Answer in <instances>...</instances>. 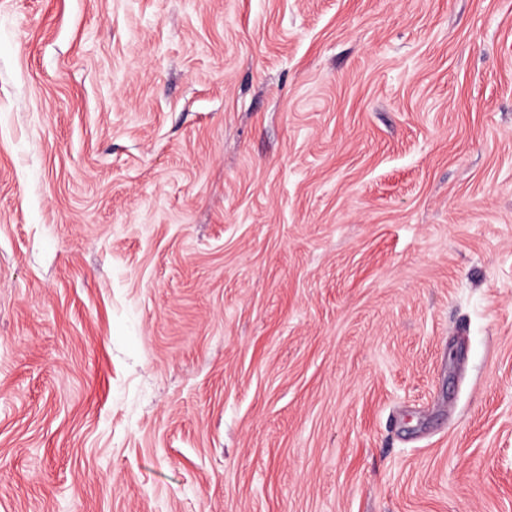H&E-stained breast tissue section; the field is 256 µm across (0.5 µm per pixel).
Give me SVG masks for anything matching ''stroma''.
Listing matches in <instances>:
<instances>
[{"instance_id":"stroma-1","label":"stroma","mask_w":512,"mask_h":512,"mask_svg":"<svg viewBox=\"0 0 512 512\" xmlns=\"http://www.w3.org/2000/svg\"><path fill=\"white\" fill-rule=\"evenodd\" d=\"M0 512H512V0H0Z\"/></svg>"}]
</instances>
